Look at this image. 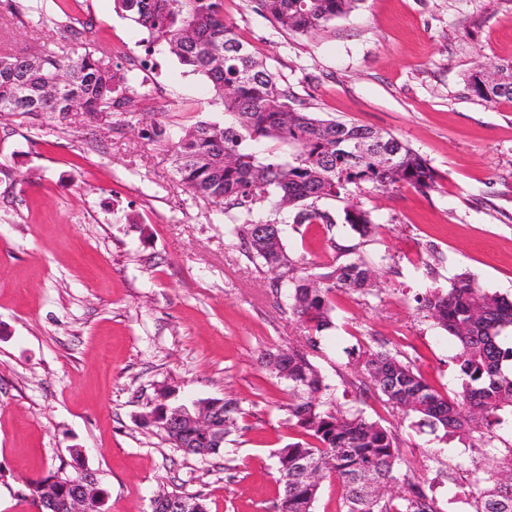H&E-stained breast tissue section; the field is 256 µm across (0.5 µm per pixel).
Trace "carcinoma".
Listing matches in <instances>:
<instances>
[{"label":"carcinoma","instance_id":"cac0c4a2","mask_svg":"<svg viewBox=\"0 0 512 512\" xmlns=\"http://www.w3.org/2000/svg\"><path fill=\"white\" fill-rule=\"evenodd\" d=\"M358 0H253L256 11L293 34L316 32L350 12ZM115 8L145 34L150 53L163 46L179 63L205 78L209 104L224 121L199 120L174 141L153 121L141 136L169 153L175 183L195 198L215 204L232 223L250 260L276 273L275 288H291L289 310L308 332L305 342L267 354V365L288 374V421L309 437L280 448L275 457L279 487L277 512H314L318 492L288 462H317L331 455L335 471L326 474L341 487L339 512H441L438 502L401 472L398 437L362 410L339 406L330 386L312 363L320 334L332 327L334 296L342 290L367 292L375 271L361 257L320 264L314 273L297 274L284 247L288 225L336 224L317 207L321 199L343 198L349 187L375 189L409 186L431 190L440 178L422 155L391 133L366 125L323 119L297 103L288 84L256 58L250 43L227 23L224 0H115ZM68 43L36 56L0 55V115L65 114L72 108L96 117L132 111L133 71L118 57L81 40L70 29ZM467 95L493 104L512 100V88L486 85L481 71L464 79ZM372 134L396 145L397 163L384 166L370 154H355L352 145ZM343 220L360 238L378 225L371 212L351 204ZM418 310L456 343L453 361L461 380L460 397L451 399L427 383L411 365L379 344L359 357L350 380L355 401L374 395L391 410L414 418L419 430L448 440L477 434L482 459L468 470L477 488L474 512H512V448L500 457L498 443L512 425V343L501 339L512 327V299L482 288L467 272L448 290L427 288L415 298ZM162 393L146 413L145 423L186 454L217 455L238 429L243 409L224 399V435L194 434L165 427L173 405Z\"/></svg>","mask_w":512,"mask_h":512}]
</instances>
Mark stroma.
<instances>
[{
  "mask_svg": "<svg viewBox=\"0 0 512 512\" xmlns=\"http://www.w3.org/2000/svg\"><path fill=\"white\" fill-rule=\"evenodd\" d=\"M33 2L0 0V53L36 51L77 19L84 41L126 54L139 107L107 123L84 112L0 116V512H37L27 482L74 448L108 512H151L172 489L208 512H276L274 452L300 434L282 409L288 388L262 356L306 331L224 215L182 192L167 152L140 135L152 117L175 139L222 113L165 48L145 54L113 0H57L40 26L28 21ZM224 16L310 111L392 133L441 175L425 193L352 189L319 203L335 226L286 233L307 269L330 261L337 241L378 270L372 293L334 297L313 357L333 398L351 402L355 360L380 339L436 390L459 392L455 343L414 296L466 271L512 298V101L475 102L463 82L477 64L512 61V0H358L310 35L279 30L252 0H224ZM349 203L375 217L366 240L340 220ZM164 390L176 404L240 400L241 430L206 459L170 448L143 420ZM363 409L396 431L440 507L469 483L480 448L418 431L379 399Z\"/></svg>",
  "mask_w": 512,
  "mask_h": 512,
  "instance_id": "stroma-1",
  "label": "stroma"
}]
</instances>
